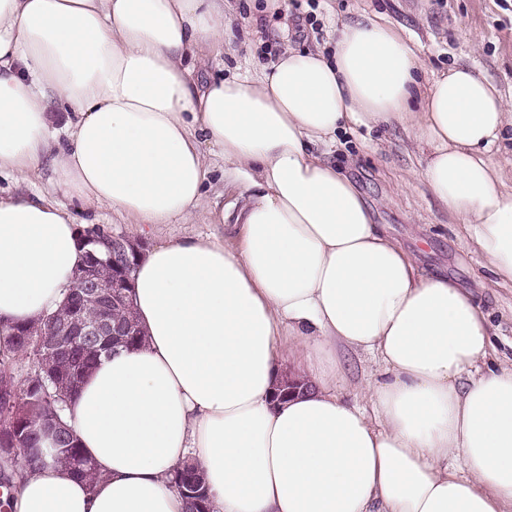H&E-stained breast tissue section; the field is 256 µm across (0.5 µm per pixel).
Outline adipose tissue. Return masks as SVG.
<instances>
[{
	"mask_svg": "<svg viewBox=\"0 0 512 512\" xmlns=\"http://www.w3.org/2000/svg\"><path fill=\"white\" fill-rule=\"evenodd\" d=\"M285 0H0V171L43 163L54 194L0 195V323L52 311L80 261L67 205L129 224L211 222V146L237 237L141 252V346L101 360L70 424L102 479L46 467L5 512H185L170 475L201 466L213 512H512V359L477 299L376 224L330 158L341 131L401 126L421 179L512 285V181L492 159L512 100L476 67L425 72L383 15L333 24V50L286 45L224 76L240 10ZM67 115L53 124L54 111ZM376 356L362 400L338 350ZM295 358L311 387L272 400Z\"/></svg>",
	"mask_w": 512,
	"mask_h": 512,
	"instance_id": "adipose-tissue-1",
	"label": "adipose tissue"
}]
</instances>
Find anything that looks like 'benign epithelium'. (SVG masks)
Masks as SVG:
<instances>
[{"instance_id":"1","label":"benign epithelium","mask_w":512,"mask_h":512,"mask_svg":"<svg viewBox=\"0 0 512 512\" xmlns=\"http://www.w3.org/2000/svg\"><path fill=\"white\" fill-rule=\"evenodd\" d=\"M81 245L87 247L76 280L69 286L67 304L52 314L54 328L46 333L41 326L26 330L28 336L44 337L55 361L61 365L60 380L78 371L77 364L68 359L77 346L91 349L99 357H110L119 352L118 343L129 334V323L119 322L113 308L123 301V288L127 287L126 267L138 254L136 241L122 235L104 234L87 238L80 231ZM305 383L285 378L274 394L281 401L293 396Z\"/></svg>"}]
</instances>
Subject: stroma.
Segmentation results:
<instances>
[{
  "label": "stroma",
  "instance_id": "obj_1",
  "mask_svg": "<svg viewBox=\"0 0 512 512\" xmlns=\"http://www.w3.org/2000/svg\"><path fill=\"white\" fill-rule=\"evenodd\" d=\"M288 12L265 20L252 41L236 38L224 48V72L276 59L285 40L303 48L327 45L332 20L367 14L387 16L424 45L426 71H439L466 58L478 65L505 94H512V0H288ZM346 165L372 209L376 223L430 272L447 274L473 290L485 307L501 356L512 357V288L492 284L483 260L421 180L405 191L395 185L422 156L401 127L342 136L333 150ZM82 228H100L150 246L169 239L223 235L220 224L193 218L182 224H126L109 208L91 205L76 215Z\"/></svg>",
  "mask_w": 512,
  "mask_h": 512
}]
</instances>
